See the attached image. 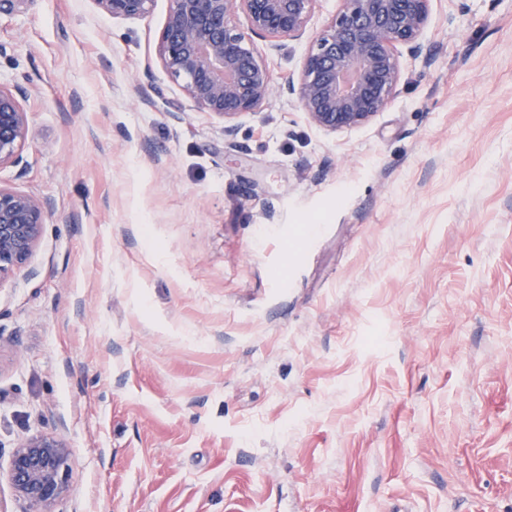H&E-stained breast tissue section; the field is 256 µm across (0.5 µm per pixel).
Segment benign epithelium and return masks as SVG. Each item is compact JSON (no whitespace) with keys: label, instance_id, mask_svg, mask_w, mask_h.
<instances>
[{"label":"benign epithelium","instance_id":"obj_1","mask_svg":"<svg viewBox=\"0 0 512 512\" xmlns=\"http://www.w3.org/2000/svg\"><path fill=\"white\" fill-rule=\"evenodd\" d=\"M114 20L149 17L156 0H92ZM317 0H169L157 59L181 84L192 107L222 120L224 137L237 133V118L259 113L273 92L274 77L251 41L231 22L237 9L258 39H296L305 31ZM430 0H340V6L303 60L286 93L309 122L336 134L369 124L392 102L401 81L396 46L420 54ZM28 89L0 84V167L18 165L32 135ZM46 204L0 186V283L20 270L48 223ZM70 450L42 434L13 446L9 479L19 512H54L68 491Z\"/></svg>","mask_w":512,"mask_h":512}]
</instances>
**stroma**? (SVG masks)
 Listing matches in <instances>:
<instances>
[{
	"label": "stroma",
	"instance_id": "obj_1",
	"mask_svg": "<svg viewBox=\"0 0 512 512\" xmlns=\"http://www.w3.org/2000/svg\"><path fill=\"white\" fill-rule=\"evenodd\" d=\"M255 40L258 114L195 110L169 8L0 13L33 136L0 186L48 203L0 283V512L16 441L64 440L55 512H512V0H430L388 108L328 134Z\"/></svg>",
	"mask_w": 512,
	"mask_h": 512
}]
</instances>
